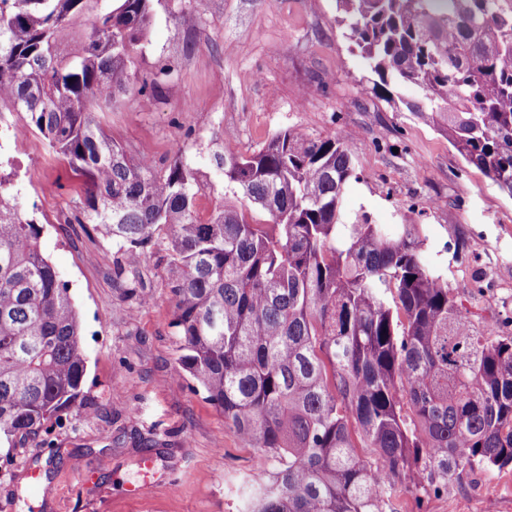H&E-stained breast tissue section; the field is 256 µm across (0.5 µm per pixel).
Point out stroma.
Listing matches in <instances>:
<instances>
[{
	"instance_id": "1",
	"label": "stroma",
	"mask_w": 512,
	"mask_h": 512,
	"mask_svg": "<svg viewBox=\"0 0 512 512\" xmlns=\"http://www.w3.org/2000/svg\"><path fill=\"white\" fill-rule=\"evenodd\" d=\"M189 7L193 28L179 22ZM152 13L128 91L96 119L134 159L186 160L201 219L234 198L212 164L225 145L248 156L291 127L349 132L359 179L345 210L392 229L407 207L421 210L422 258L472 321L491 329L512 310V198L431 127L366 93V64L336 22V0H153ZM157 77L158 91L140 94ZM8 154L22 214L71 286L87 369L50 432L10 454L0 447V512H240L259 451L242 446L180 367L166 228L130 258L103 225L75 223L86 184L40 135ZM146 455L154 474L139 466ZM144 481L147 494L129 498L127 485ZM382 508L512 512V469L464 472L440 496L399 486Z\"/></svg>"
}]
</instances>
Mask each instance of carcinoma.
<instances>
[{"mask_svg": "<svg viewBox=\"0 0 512 512\" xmlns=\"http://www.w3.org/2000/svg\"><path fill=\"white\" fill-rule=\"evenodd\" d=\"M151 2L0 0V113L25 114L88 179L76 223L105 225L131 255L169 230L179 364L271 467L243 512H382L397 479L439 494L465 471L512 468V333L476 327L423 263L414 211L397 231L345 212L359 179L350 136L289 128L247 157L224 147L216 168L245 203L202 221L186 163H136L96 122L91 104L128 90ZM336 10L374 96L511 198L512 0ZM39 237L0 175V440L11 448L76 401L86 372L69 284Z\"/></svg>", "mask_w": 512, "mask_h": 512, "instance_id": "1", "label": "carcinoma"}]
</instances>
